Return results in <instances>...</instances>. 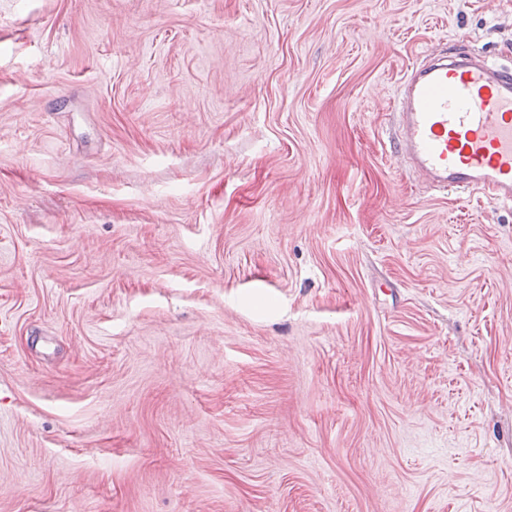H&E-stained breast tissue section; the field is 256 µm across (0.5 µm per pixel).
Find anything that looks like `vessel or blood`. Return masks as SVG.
Instances as JSON below:
<instances>
[{
    "label": "vessel or blood",
    "mask_w": 512,
    "mask_h": 512,
    "mask_svg": "<svg viewBox=\"0 0 512 512\" xmlns=\"http://www.w3.org/2000/svg\"><path fill=\"white\" fill-rule=\"evenodd\" d=\"M399 148L436 187L512 203V70L445 57L400 80Z\"/></svg>",
    "instance_id": "1"
}]
</instances>
